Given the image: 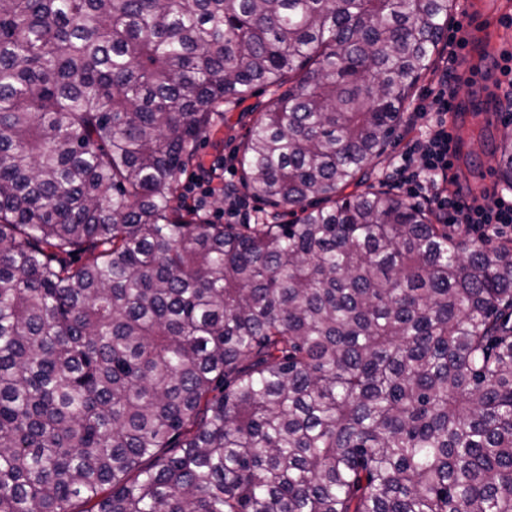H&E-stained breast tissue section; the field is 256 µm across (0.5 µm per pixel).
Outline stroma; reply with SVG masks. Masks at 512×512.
<instances>
[{
  "label": "stroma",
  "instance_id": "obj_1",
  "mask_svg": "<svg viewBox=\"0 0 512 512\" xmlns=\"http://www.w3.org/2000/svg\"><path fill=\"white\" fill-rule=\"evenodd\" d=\"M501 49L488 53L478 42H470L464 54L477 74L470 83H461L457 92L459 112L458 134L461 140L457 148V160L448 173L447 189L461 197L469 193L500 192V143L505 132L504 123L512 117L501 104L505 85L499 73L498 63L502 51L512 52V22L501 26ZM435 75H425L417 84L398 129V138L386 153L373 163V176L390 184H397L400 176L397 167L400 157L417 140L423 138L434 120L433 113L419 111L425 96L435 89ZM274 101L271 91L254 89L242 103L226 106L217 120V129L200 141L198 158L201 163H211L215 158H225L231 174L214 181L213 192L208 195L207 216L210 221L223 224L227 221L228 203L221 197L225 186L239 182L233 172L238 165L237 146L243 140L253 121V109H266Z\"/></svg>",
  "mask_w": 512,
  "mask_h": 512
}]
</instances>
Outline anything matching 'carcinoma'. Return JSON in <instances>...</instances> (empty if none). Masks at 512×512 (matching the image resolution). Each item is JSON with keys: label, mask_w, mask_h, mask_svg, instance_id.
Instances as JSON below:
<instances>
[{"label": "carcinoma", "mask_w": 512, "mask_h": 512, "mask_svg": "<svg viewBox=\"0 0 512 512\" xmlns=\"http://www.w3.org/2000/svg\"><path fill=\"white\" fill-rule=\"evenodd\" d=\"M451 3L0 0V512H512V240L370 181ZM274 98L275 96L271 91L256 88L242 103L224 106V112L217 120V130L198 144V158L201 163L208 166L216 157L224 156V159L227 160L226 167L224 159L218 158L209 165L201 179L197 178L192 182L198 173L195 167L189 168L181 176L184 198L186 203L190 205L196 203L191 198L185 197L186 185L192 182L187 188V193L190 197L198 199L206 197L210 192L213 180L222 176L224 182L223 180H215L213 183L214 191L204 199L208 202L207 216L210 221L227 224L226 213L232 203L229 199H224V203L216 201L222 199L224 186L238 185L241 172L238 164L237 146L247 134L253 118L257 117L256 113L252 114L251 112H264L273 103ZM256 106L258 107L254 108ZM228 167H232V175L225 172ZM244 202L246 204H237V206L242 205L240 212L249 214L251 224H254L257 218L260 219L265 216V209H268L266 205L250 198H247ZM237 206L229 209L228 215L230 218L238 216Z\"/></svg>", "instance_id": "cac0c4a2"}]
</instances>
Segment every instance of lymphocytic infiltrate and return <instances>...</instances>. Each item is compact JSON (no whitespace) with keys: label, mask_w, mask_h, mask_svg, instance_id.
<instances>
[{"label":"lymphocytic infiltrate","mask_w":512,"mask_h":512,"mask_svg":"<svg viewBox=\"0 0 512 512\" xmlns=\"http://www.w3.org/2000/svg\"><path fill=\"white\" fill-rule=\"evenodd\" d=\"M467 39L457 32L446 38L448 57L438 79L439 88L428 104L435 112L434 125L425 138L415 142L401 158L399 172L404 184L413 192L423 193L437 209L444 212L445 221L461 226L480 241L512 234V199L498 197L481 203L456 198L444 190L448 172L453 166L452 137L448 132V114L455 108L458 59Z\"/></svg>","instance_id":"1"}]
</instances>
